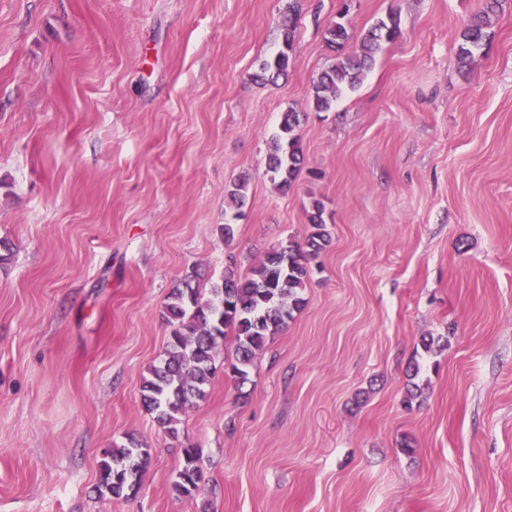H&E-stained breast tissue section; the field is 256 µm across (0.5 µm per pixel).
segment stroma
Returning a JSON list of instances; mask_svg holds the SVG:
<instances>
[{
	"mask_svg": "<svg viewBox=\"0 0 512 512\" xmlns=\"http://www.w3.org/2000/svg\"><path fill=\"white\" fill-rule=\"evenodd\" d=\"M485 3L0 0V512H512V0L457 58ZM291 12L288 74L260 84ZM391 12L399 39L314 111L329 24L351 51ZM291 108L284 194L265 163ZM315 200L330 243L305 306L245 384L225 342L169 437L140 401L169 293L248 275ZM130 436L152 452L140 490L101 499V454ZM487 20H475L464 27L461 42L458 45V58L462 64L468 65L473 59L474 51L478 50L486 40ZM304 114L290 109L282 113L279 133L267 155L266 173L278 190H288L303 163L300 136L297 133ZM202 479L200 449L189 444L183 450V459L172 484V490L178 496L192 497L199 489Z\"/></svg>",
	"mask_w": 512,
	"mask_h": 512,
	"instance_id": "obj_1",
	"label": "stroma"
}]
</instances>
